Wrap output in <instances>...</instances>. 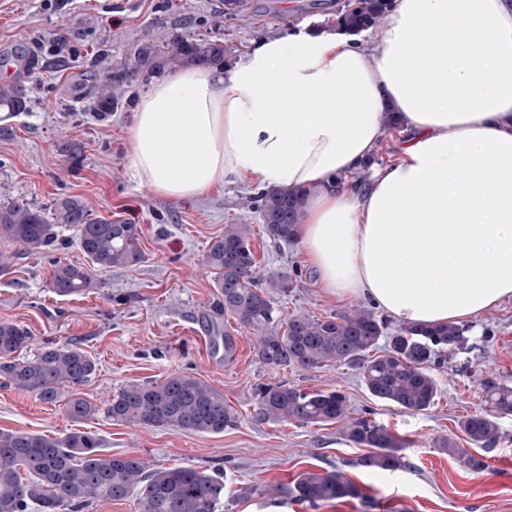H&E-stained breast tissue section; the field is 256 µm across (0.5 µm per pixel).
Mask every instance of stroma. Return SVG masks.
Masks as SVG:
<instances>
[{
	"label": "stroma",
	"instance_id": "35a3bbf8",
	"mask_svg": "<svg viewBox=\"0 0 512 512\" xmlns=\"http://www.w3.org/2000/svg\"><path fill=\"white\" fill-rule=\"evenodd\" d=\"M243 0L235 16L224 0H0V51L22 43L37 61L28 76V111L0 119V207L28 203L50 208L62 195L82 197L94 215L136 225L142 262L101 270L80 250L74 231L58 230L59 249L18 253L0 238V254L11 269L0 274V321L30 329L31 350L81 346L98 363L96 374L75 387L76 395L104 405L129 382H159L187 371L224 393L238 420L219 435L117 423L100 413L87 422L106 454L141 457L155 468L182 466L226 475L219 512H262L276 502L271 492L290 485L304 469L339 466L364 496L313 507L288 502V512H512V417L502 419L503 435L486 451L478 471L466 468L435 441L450 437L467 447L458 426L485 406L481 382L512 379V301L467 325L465 348L431 368L438 394L417 414L372 397L358 372L330 365L305 370L272 369L256 360L252 330L230 316L217 328L236 341L233 360L202 323L219 294L205 255L228 224L252 227L251 248L261 268L290 276L288 291L273 302L281 314L324 317L349 310L351 301L322 288L307 266L298 241L270 239L249 206L256 187L228 183L201 198L159 197L134 178L126 158L127 125L145 85L130 88L110 117L93 112L90 97L77 94L83 79L101 74L104 61L121 64L132 45L160 39L167 28L183 27L196 39H224L243 56L262 38L303 23L326 24L343 0ZM69 53L54 55L57 37ZM66 141L84 146L78 164L59 150ZM62 260L85 267L96 283L89 293L60 297L49 287L51 265ZM288 382L304 390L345 393L354 416L388 426L404 444L401 468L371 474L356 467L360 448L340 425L259 424L252 420L255 384ZM62 404H45L0 381V430L63 437L74 430Z\"/></svg>",
	"mask_w": 512,
	"mask_h": 512
}]
</instances>
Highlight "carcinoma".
I'll return each instance as SVG.
<instances>
[{"label": "carcinoma", "mask_w": 512, "mask_h": 512, "mask_svg": "<svg viewBox=\"0 0 512 512\" xmlns=\"http://www.w3.org/2000/svg\"><path fill=\"white\" fill-rule=\"evenodd\" d=\"M393 0H347L336 10L334 26L359 33L381 25ZM233 47L220 40L196 42L173 29L160 43L144 40L134 46L115 68L94 83L93 110L105 118L118 110L123 92L169 66L203 63L224 65ZM28 89L16 80L0 84V112L27 109ZM304 189L260 192L255 208L264 230L274 240L295 239L298 210ZM72 227L81 251L101 269L135 265L144 258L133 224L93 216L78 196L55 199L50 212L28 203L0 207V237L23 253H42L57 247L56 228ZM249 224H226L224 235L211 243L208 266L216 271L219 311L231 315L256 337V359L268 368L296 366L320 369L330 363L360 372L374 398L401 410H428L437 396L430 365L466 342L463 326H403L387 333L388 324L363 306L322 318L297 312L283 316L274 307L270 289L286 291L288 275L260 271L249 244ZM96 283L85 268L55 261L49 288L59 297L85 294ZM384 345H379L380 340ZM30 331L0 321V378L23 393L47 404L61 401L62 387L87 382L97 369L96 360L78 345L44 347L31 358L16 353L28 348ZM488 408L459 421L470 444L489 450L501 437L500 420L512 416V384L483 380ZM251 417L258 423L294 421L300 425H343L345 437L368 449L354 461L367 470H394L403 466L400 438L384 425L353 417L346 396L336 390H301L286 383L259 384L253 391ZM74 423L93 419L100 407L83 398L65 403ZM112 420L150 428H176L203 434H221L235 424L237 415L224 392L183 371L161 382H130L116 391L105 407ZM101 439L92 431L74 430L57 438L46 434L0 431V512H85L97 501L136 497L139 512H217L224 495L218 473L184 467L151 469L140 457L101 454ZM437 447L464 461L472 470L485 466L456 442L440 437ZM289 499L311 506L362 498L364 493L337 466L319 473L305 470L293 485L278 490Z\"/></svg>", "instance_id": "carcinoma-1"}]
</instances>
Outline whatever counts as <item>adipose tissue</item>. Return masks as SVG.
I'll use <instances>...</instances> for the list:
<instances>
[{"instance_id": "ef3b65f1", "label": "adipose tissue", "mask_w": 512, "mask_h": 512, "mask_svg": "<svg viewBox=\"0 0 512 512\" xmlns=\"http://www.w3.org/2000/svg\"><path fill=\"white\" fill-rule=\"evenodd\" d=\"M389 112L398 156L360 186ZM127 159L168 198L309 189L296 237L323 288L403 325L464 324L512 300V0H395L373 46L291 30L165 75Z\"/></svg>"}]
</instances>
